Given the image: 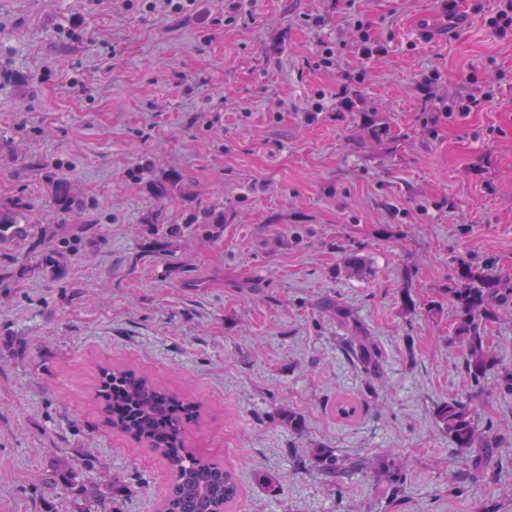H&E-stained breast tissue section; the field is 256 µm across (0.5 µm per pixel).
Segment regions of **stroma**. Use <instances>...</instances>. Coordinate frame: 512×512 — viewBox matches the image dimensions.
I'll use <instances>...</instances> for the list:
<instances>
[{
    "label": "stroma",
    "mask_w": 512,
    "mask_h": 512,
    "mask_svg": "<svg viewBox=\"0 0 512 512\" xmlns=\"http://www.w3.org/2000/svg\"><path fill=\"white\" fill-rule=\"evenodd\" d=\"M146 2L0 0V203L26 215L0 244V512H78L73 466L111 487L105 512H157L170 476L107 424L104 363L202 403L189 442L237 478L230 512H512V303L477 383L447 294L464 261L512 280L500 0H461L447 32L442 0ZM152 170L180 172L184 196L156 208ZM59 176L82 223L54 205ZM217 199L224 221L205 223ZM354 251L366 275L345 270ZM340 394L357 419L337 418ZM468 398L491 437L480 465L432 417Z\"/></svg>",
    "instance_id": "1"
}]
</instances>
